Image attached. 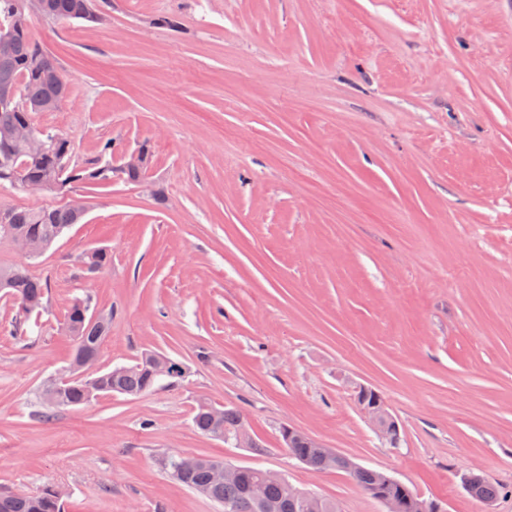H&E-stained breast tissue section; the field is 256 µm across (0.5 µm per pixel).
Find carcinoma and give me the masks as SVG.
Segmentation results:
<instances>
[{
    "label": "carcinoma",
    "instance_id": "cac0c4a2",
    "mask_svg": "<svg viewBox=\"0 0 512 512\" xmlns=\"http://www.w3.org/2000/svg\"><path fill=\"white\" fill-rule=\"evenodd\" d=\"M40 18L47 22H70L82 20L96 22L100 19L98 0H44ZM26 0H0V90L14 89L23 106L0 100V188L8 185L16 188L21 179L43 182L51 193L68 191L76 183H87L103 187L112 184V177L120 174L129 182L139 180L140 169L115 168L106 159L110 143H105L100 157L83 164L74 162L72 141L60 134L43 132L47 149L32 154L25 141L15 136L16 129L24 123H33L37 112H53L67 98L70 79L33 37L27 21ZM54 71L58 78H51ZM83 215L68 207L28 209L16 208L7 224L0 223V241L15 245L27 260H35L46 252L74 224H79ZM111 262V252L96 248L81 258L85 271L95 274ZM8 286V297L12 300L15 315L10 333L27 335L26 325L32 314L40 315L48 308L47 281L33 276L26 264L0 265V287ZM93 298L90 295L73 299L64 313L66 332L74 341V349L67 375L69 381L60 385L53 399H42L47 412L68 407L86 406L101 395L118 394L136 398L151 391L161 377L153 368L158 356L154 351L141 353L134 363L101 370L95 376H83L78 368L81 353H102L103 343L112 325V309L99 310L93 316ZM193 425L201 435L225 443H236L247 437L244 413L237 407L216 406L201 401L195 408ZM282 444L288 454L302 466L312 471H324L326 454L330 448H318L304 434L285 436ZM180 455H169L164 467L177 483L207 497L222 506L233 504L236 512H307V506L288 494V482L278 483L265 475V470L244 466L235 481L216 484L211 470L219 460L197 456L194 466L176 473ZM353 478L373 499L380 496L404 499L405 512H433V504L418 497L407 485L391 476L366 467H359ZM467 493L478 502H493L500 488L479 474L464 478ZM0 512H65L62 498L52 487L37 494L11 491L0 493Z\"/></svg>",
    "mask_w": 512,
    "mask_h": 512
}]
</instances>
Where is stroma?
Here are the masks:
<instances>
[{
  "instance_id": "obj_1",
  "label": "stroma",
  "mask_w": 512,
  "mask_h": 512,
  "mask_svg": "<svg viewBox=\"0 0 512 512\" xmlns=\"http://www.w3.org/2000/svg\"><path fill=\"white\" fill-rule=\"evenodd\" d=\"M100 22L32 32L71 80L34 125L75 158L141 152L143 180L0 206L89 212L30 272L51 310L13 336L0 295V487L53 485L67 512H222L173 453L269 469L383 512L351 475L306 469L289 425L445 512H512V0H101ZM105 247L90 275L83 253ZM111 309L100 368L152 349L185 378L39 416L70 362L63 315ZM397 420L390 447L353 388ZM244 411L256 454L198 433ZM502 487L483 504L468 473ZM193 425L201 435L224 443L235 444L249 434L244 413L239 408L217 407L206 401L197 404Z\"/></svg>"
}]
</instances>
